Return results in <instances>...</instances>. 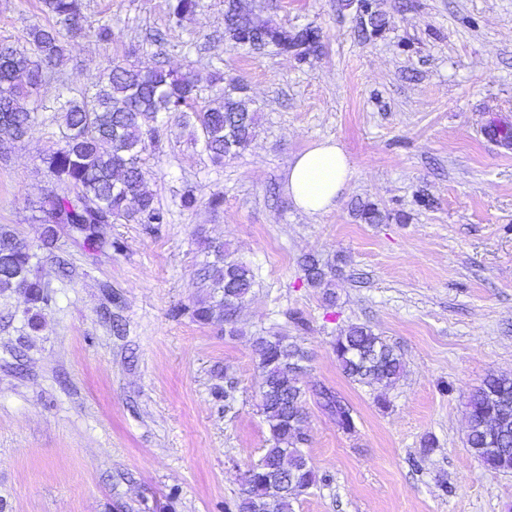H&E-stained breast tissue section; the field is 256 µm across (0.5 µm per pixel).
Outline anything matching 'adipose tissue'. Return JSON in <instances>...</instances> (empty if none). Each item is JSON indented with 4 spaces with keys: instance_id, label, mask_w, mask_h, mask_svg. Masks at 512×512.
Returning a JSON list of instances; mask_svg holds the SVG:
<instances>
[{
    "instance_id": "adipose-tissue-1",
    "label": "adipose tissue",
    "mask_w": 512,
    "mask_h": 512,
    "mask_svg": "<svg viewBox=\"0 0 512 512\" xmlns=\"http://www.w3.org/2000/svg\"><path fill=\"white\" fill-rule=\"evenodd\" d=\"M354 176L346 153L327 139L296 155L288 166L287 191L308 214L333 209Z\"/></svg>"
}]
</instances>
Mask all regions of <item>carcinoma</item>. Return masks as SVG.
I'll list each match as a JSON object with an SVG mask.
<instances>
[{
  "mask_svg": "<svg viewBox=\"0 0 512 512\" xmlns=\"http://www.w3.org/2000/svg\"><path fill=\"white\" fill-rule=\"evenodd\" d=\"M47 24H35L16 43H0V134L19 141L32 134L38 111L61 115L60 143L46 154L49 173L69 183L72 196L48 194L34 204L35 220L46 224L42 247L51 248L56 227H86L117 221L166 224L168 211L147 187L141 163L146 146L164 135L163 113L179 112L184 122L200 124L198 143L215 163L246 149L256 134L257 114L245 100L217 93L206 108L197 109L198 80L190 73L142 68L112 62L91 92L60 94L49 105L37 98L67 53L69 41L86 31L83 0H40ZM199 7L198 0H168L169 21L178 25ZM224 36L235 45L262 49L280 46L298 60L320 52L318 28L287 31L247 10L240 0H226ZM201 287L207 296L197 300L192 318L228 336L241 332L239 313L255 285L252 266L234 256L224 244L208 246ZM37 254L12 230L0 226V293L24 295L32 306L50 303L36 272ZM313 288L332 286L333 272L315 257L302 263ZM338 366L349 381L372 386L390 384L403 373L395 348L371 329L353 326L333 346ZM261 375V413L268 429L267 447L249 465L234 512H293V503L319 481L299 448L305 441L306 392L298 376L307 360L295 341L284 335H259L253 340ZM317 396L341 431L352 434V409L327 388ZM467 444L471 453L492 472L512 471V376L491 373L469 396Z\"/></svg>",
  "mask_w": 512,
  "mask_h": 512,
  "instance_id": "1",
  "label": "carcinoma"
}]
</instances>
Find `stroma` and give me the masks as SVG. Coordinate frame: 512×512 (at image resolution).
<instances>
[{"label": "stroma", "mask_w": 512, "mask_h": 512, "mask_svg": "<svg viewBox=\"0 0 512 512\" xmlns=\"http://www.w3.org/2000/svg\"><path fill=\"white\" fill-rule=\"evenodd\" d=\"M84 3L112 42L74 40L41 98L94 88L113 59L192 72L203 107L218 69L258 127L218 166L197 123L166 115L142 163L169 223L104 225L100 253L60 232L39 253L52 300L38 329L24 296L0 294V512H224L266 446L251 344L275 331L309 356L302 449L320 481L295 512H512V473L488 471L466 444L469 394L490 372L512 375V141L485 133L512 126V0H369L382 24L367 32L360 0H248L278 26L321 28L322 50L303 62L231 46L224 0H200L178 27L167 0ZM44 21L39 0H0V41ZM58 137L43 111L32 138L0 155V225L32 245L33 201L73 192L43 161ZM325 139L355 175L335 208L309 215L286 172ZM190 188L199 202L185 211ZM368 207L380 223L364 221ZM210 240L257 274L238 336L191 317ZM309 255L333 267L332 287L307 284ZM353 325L395 347L403 377L370 387L342 375L333 344ZM322 387L353 408L354 434L320 406Z\"/></svg>", "instance_id": "1"}]
</instances>
